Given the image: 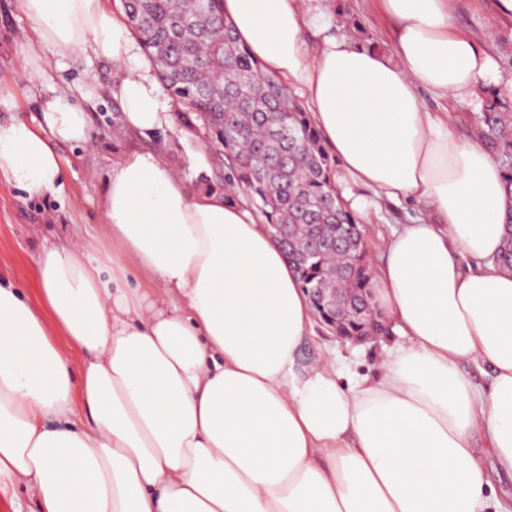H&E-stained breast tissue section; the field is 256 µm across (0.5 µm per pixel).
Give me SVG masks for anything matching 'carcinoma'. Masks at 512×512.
<instances>
[{
  "instance_id": "obj_1",
  "label": "carcinoma",
  "mask_w": 512,
  "mask_h": 512,
  "mask_svg": "<svg viewBox=\"0 0 512 512\" xmlns=\"http://www.w3.org/2000/svg\"><path fill=\"white\" fill-rule=\"evenodd\" d=\"M224 0H122L138 45L167 91L199 117L228 173L224 184L247 197L265 222L289 228L299 284L342 288L369 300L371 280L353 258L312 245L333 242L360 224L335 185V170L306 112L279 80L261 72L224 18ZM472 133L494 153L512 197V112L491 104ZM498 267L512 272V209Z\"/></svg>"
}]
</instances>
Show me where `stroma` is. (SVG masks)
<instances>
[{"label":"stroma","mask_w":512,"mask_h":512,"mask_svg":"<svg viewBox=\"0 0 512 512\" xmlns=\"http://www.w3.org/2000/svg\"><path fill=\"white\" fill-rule=\"evenodd\" d=\"M325 32L345 34L363 47L390 55L392 39L374 0H329ZM455 25L485 44L499 68L483 104L512 112V17L501 15L496 0H453ZM32 34V22L17 0H0V122L20 119L47 132L43 118L46 99L63 96L86 115L89 139L49 144L63 165V186L55 193L31 195L0 177V283L17 288L34 307L43 302L38 285L37 258L42 245L52 242L77 248L87 233L99 232L103 215L100 195L105 181L122 156L134 150L159 153L190 192H223L224 168L215 163V150L204 138L194 115L175 107L170 127L142 135L121 120L112 95L115 69L91 52L60 58L46 54L33 78L22 71L20 46ZM410 202L391 203L367 197L359 217L370 262H378L384 242L399 225L418 217ZM398 340L393 329L362 345L336 339L321 322H314L298 351L297 369L306 372L338 357L356 371L377 372L384 347Z\"/></svg>","instance_id":"35a3bbf8"}]
</instances>
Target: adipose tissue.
Wrapping results in <instances>:
<instances>
[{
    "mask_svg": "<svg viewBox=\"0 0 512 512\" xmlns=\"http://www.w3.org/2000/svg\"><path fill=\"white\" fill-rule=\"evenodd\" d=\"M452 0H379L393 55L324 34L313 0H224L266 74L306 98L351 209L363 191L422 214L385 243L372 304L402 341L378 378L327 362L295 371L313 317L297 274L245 200L190 194L158 155L115 163L107 243L43 246L51 318L0 285V496L41 512H512L475 451L512 474V272L494 265L508 199L500 165L463 142L428 91L476 102L496 57L452 22ZM39 48L120 71L122 121L147 133L173 106L109 0H19ZM64 142L89 137L53 98ZM60 158L24 121L0 123V175L61 187ZM81 356L72 369L67 349ZM484 363L481 386L463 363Z\"/></svg>",
    "mask_w": 512,
    "mask_h": 512,
    "instance_id": "obj_1",
    "label": "adipose tissue"
}]
</instances>
